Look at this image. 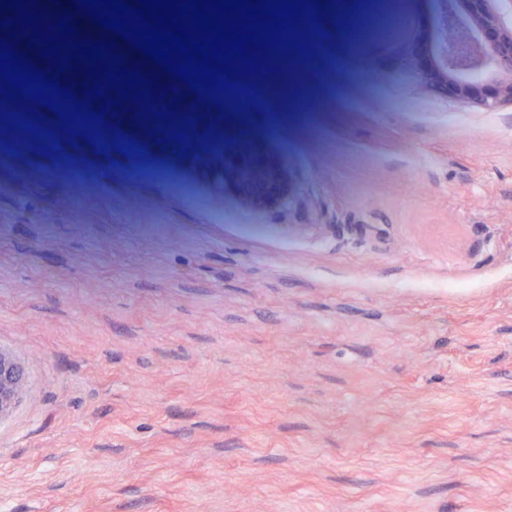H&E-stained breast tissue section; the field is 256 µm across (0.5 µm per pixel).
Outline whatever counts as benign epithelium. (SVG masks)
Wrapping results in <instances>:
<instances>
[{
    "instance_id": "7a95c632",
    "label": "benign epithelium",
    "mask_w": 512,
    "mask_h": 512,
    "mask_svg": "<svg viewBox=\"0 0 512 512\" xmlns=\"http://www.w3.org/2000/svg\"><path fill=\"white\" fill-rule=\"evenodd\" d=\"M512 0H443L441 55L448 87L494 112L512 103ZM22 385L18 365L0 352V415L8 412Z\"/></svg>"
}]
</instances>
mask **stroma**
<instances>
[{"mask_svg":"<svg viewBox=\"0 0 512 512\" xmlns=\"http://www.w3.org/2000/svg\"><path fill=\"white\" fill-rule=\"evenodd\" d=\"M385 20L314 123L201 117L220 161L28 102L60 145L0 158V512H512V105L449 88L438 0ZM21 385L22 375L18 365L10 356L0 352V417L12 407Z\"/></svg>","mask_w":512,"mask_h":512,"instance_id":"1","label":"stroma"}]
</instances>
